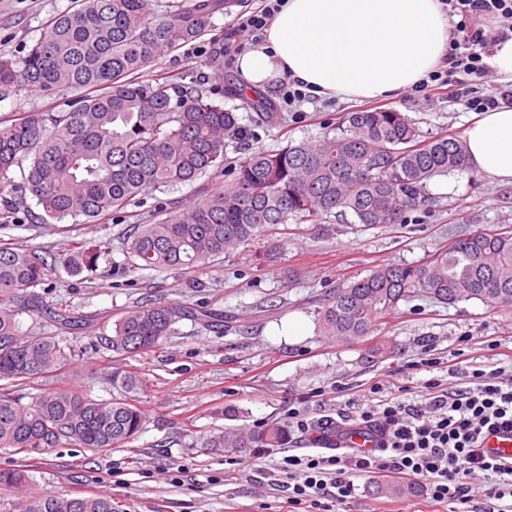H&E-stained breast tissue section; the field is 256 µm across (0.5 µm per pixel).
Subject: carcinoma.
Instances as JSON below:
<instances>
[{"label": "carcinoma", "instance_id": "1", "mask_svg": "<svg viewBox=\"0 0 512 512\" xmlns=\"http://www.w3.org/2000/svg\"><path fill=\"white\" fill-rule=\"evenodd\" d=\"M153 0H77L54 16L47 35L18 58L0 57V98L20 87L46 95L81 94L67 110L24 112L0 121V175L27 167L17 203L35 201L42 223L105 224L127 213L145 192H165L210 172H224L227 149L243 154L229 184L212 183L198 205L147 224L128 237L137 269L203 267L269 236L280 224H317L335 211L360 224H404L426 206L428 182L467 166L464 142L420 139L400 112H349L315 144L278 151L253 147L254 134L224 109L223 89L151 64L206 35L212 3L195 0L158 23ZM101 244L77 239L62 257L0 242V380H35L74 362L75 349L46 333L23 336L16 316L44 286L52 266L76 276L92 270ZM417 289L452 305L479 299L512 305V234L475 233L456 240L420 266L384 264L338 288L321 312L323 332L354 345L390 317ZM185 315L179 307L139 301L125 311L101 346L121 356L157 351ZM46 316L63 327L80 317L63 310ZM110 400L55 389L28 405L0 387V447L40 454L61 445L103 452L132 442L144 417L135 372L111 373ZM285 432L226 429L208 448H280ZM22 494L19 512H114L103 496L61 497L32 491L24 469L0 470V487Z\"/></svg>", "mask_w": 512, "mask_h": 512}]
</instances>
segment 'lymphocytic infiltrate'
Here are the masks:
<instances>
[{
	"label": "lymphocytic infiltrate",
	"instance_id": "lymphocytic-infiltrate-1",
	"mask_svg": "<svg viewBox=\"0 0 512 512\" xmlns=\"http://www.w3.org/2000/svg\"><path fill=\"white\" fill-rule=\"evenodd\" d=\"M448 16L457 20L449 52L413 93L428 96L448 89L467 109L485 112L512 106V83L477 95L474 82L489 75L486 58L492 47L512 38V0H441ZM467 384L452 388L438 378L421 383V394L407 388L391 391L377 384V403L348 400L337 405L335 419L313 425L300 411L288 413V425L310 441L325 444L315 455L283 456L279 471L286 480L290 502L303 505L321 499L335 506L356 496L357 478L394 475L407 486L421 485L435 503L452 504L453 512H475V500L496 501L495 512H512V462L487 455V434L512 431V376L504 368L466 372ZM374 435L370 453L344 450L346 430Z\"/></svg>",
	"mask_w": 512,
	"mask_h": 512
}]
</instances>
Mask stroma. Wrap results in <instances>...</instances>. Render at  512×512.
Returning <instances> with one entry per match:
<instances>
[{"label": "stroma", "instance_id": "obj_1", "mask_svg": "<svg viewBox=\"0 0 512 512\" xmlns=\"http://www.w3.org/2000/svg\"><path fill=\"white\" fill-rule=\"evenodd\" d=\"M72 5L73 0H0V56L24 54L49 19ZM263 5V0H237L228 9L216 6L210 32L161 55L153 69L219 79L225 108L254 129L255 146L276 151L290 142L319 140L322 115L335 119L367 102L312 96L300 105L304 119L258 124L256 111L239 94L235 55L225 56L218 77L208 58L218 40L239 46L238 16ZM74 96L71 90L47 96L22 89L0 100V119L61 108ZM378 105L402 112L426 137L463 136L471 117L462 101L444 92L426 101L406 93ZM206 184L202 177L163 193H145L130 205V218L105 224H42L21 207L0 229V240L41 247L58 257L75 239L109 244L93 271L73 277L55 267L34 301L35 311L17 315L22 334L49 333L77 350L74 364L54 377L15 385L23 404L51 388L111 399L110 374L122 360L100 348L97 338L109 333L136 299L204 304L224 315L220 329L182 318L163 349L132 358L142 381L138 397L145 416L135 441L98 454L64 446L28 457L0 448V470L26 467L41 492L50 495L111 497L115 512H302L271 483L280 455L260 457L252 448L227 453L204 447V437L227 427L259 431L271 423L284 426L292 409L312 421L332 417L337 401L371 400L370 388L379 382L419 386L430 374L409 366L425 358L439 363L432 375L458 388L465 370L495 369L502 355H512V306L494 307L477 299L448 306L424 296L401 301L394 315L354 346L320 335L317 317L330 293L378 265H419L466 235L512 230V185L468 168L455 170L429 181L434 205L409 214L404 224L365 227L333 213L317 224H287L209 268L132 269L125 239L135 218L196 204ZM55 306L83 315L85 326L58 330L41 314ZM379 342L390 347L389 357H370V345ZM460 351L465 354L461 360L456 357ZM358 485L346 512H449L448 505L430 502L420 490H408L392 477L364 476Z\"/></svg>", "mask_w": 512, "mask_h": 512}]
</instances>
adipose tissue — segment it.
I'll return each instance as SVG.
<instances>
[{
  "instance_id": "adipose-tissue-1",
  "label": "adipose tissue",
  "mask_w": 512,
  "mask_h": 512,
  "mask_svg": "<svg viewBox=\"0 0 512 512\" xmlns=\"http://www.w3.org/2000/svg\"><path fill=\"white\" fill-rule=\"evenodd\" d=\"M449 29L439 0H285L238 70L254 87L288 77L318 96L391 97L439 65ZM464 141L471 169L512 185V107L475 113Z\"/></svg>"
}]
</instances>
